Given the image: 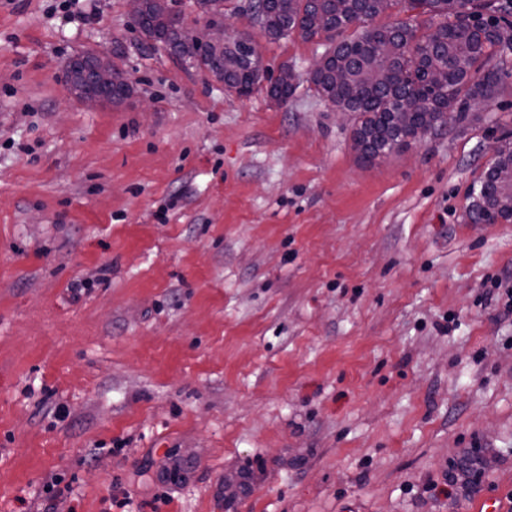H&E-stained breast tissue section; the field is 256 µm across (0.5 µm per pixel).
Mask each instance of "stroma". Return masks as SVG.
Wrapping results in <instances>:
<instances>
[{"label": "stroma", "instance_id": "35a3bbf8", "mask_svg": "<svg viewBox=\"0 0 512 512\" xmlns=\"http://www.w3.org/2000/svg\"><path fill=\"white\" fill-rule=\"evenodd\" d=\"M51 2L0 0V512L54 473L78 479L55 512H121L116 487L128 512H512V223L471 207L512 51L465 121L365 164L309 82L241 97L148 46L127 0ZM249 2L225 25L305 74L317 41L268 39ZM87 52L129 100L76 99ZM464 458L481 480L445 496Z\"/></svg>", "mask_w": 512, "mask_h": 512}]
</instances>
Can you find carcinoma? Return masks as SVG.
I'll return each instance as SVG.
<instances>
[{"label":"carcinoma","mask_w":512,"mask_h":512,"mask_svg":"<svg viewBox=\"0 0 512 512\" xmlns=\"http://www.w3.org/2000/svg\"><path fill=\"white\" fill-rule=\"evenodd\" d=\"M229 0H201L209 18L224 19L225 3ZM287 6L280 24L272 27L266 18L253 12L254 23L270 39H279L294 32L305 40L322 39L333 46L331 65L343 69L342 82L329 75L310 80L318 94L339 109L355 114L357 124L354 143L359 159L372 161L400 152L406 142L394 124L396 112L409 113V121H420L415 104L425 101L438 115L448 113V120L462 121L472 100H487L499 83V73L487 68L496 49L512 50V0H279ZM407 12L425 17L424 23L401 22L373 26L371 22L396 5ZM169 18L173 35L186 25L182 14L168 0H146L142 20L137 22L146 42L153 41V23L158 13ZM325 15L324 26L315 29L314 17ZM357 20L365 22L360 31L340 41V36ZM254 48L252 38L245 34L243 42L224 49V60L235 59L237 71L245 72L234 78L223 69L216 55L207 49L193 58L176 60L185 66L212 73L229 83L228 90L248 96L265 79L262 71L250 70L248 50ZM391 61L388 84L379 86L374 72L381 60ZM442 68L446 83L432 86L428 71ZM512 186V143L496 150L491 166L480 181V190L472 208L478 219L494 223L512 222V196L504 193Z\"/></svg>","instance_id":"cac0c4a2"}]
</instances>
